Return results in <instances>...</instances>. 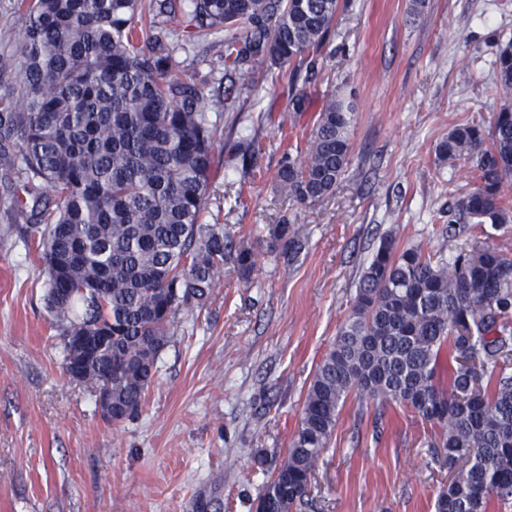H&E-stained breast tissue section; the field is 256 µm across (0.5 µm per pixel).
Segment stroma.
<instances>
[{"label":"stroma","instance_id":"1","mask_svg":"<svg viewBox=\"0 0 512 512\" xmlns=\"http://www.w3.org/2000/svg\"><path fill=\"white\" fill-rule=\"evenodd\" d=\"M189 0L156 17L181 69L223 98L219 37L188 38ZM512 38V0H341L314 69L259 72L251 111L218 138L205 223L252 249L242 280L225 266L201 312L179 315L140 414L106 424L94 394L64 369L44 302L39 253L21 226L24 191L0 171V512H255L266 471L298 428L316 367L347 317L380 240L453 256L473 242L512 255V224L457 239L433 218L475 186L435 154L457 124L504 102L493 61ZM303 95V111L290 100ZM352 101L346 175L305 207L277 178L284 152L305 149L324 105ZM261 150L243 164L240 138ZM297 218L303 246L270 250L264 227ZM439 429L405 407L376 414L350 397L316 462L302 512H434L450 472L433 461Z\"/></svg>","mask_w":512,"mask_h":512}]
</instances>
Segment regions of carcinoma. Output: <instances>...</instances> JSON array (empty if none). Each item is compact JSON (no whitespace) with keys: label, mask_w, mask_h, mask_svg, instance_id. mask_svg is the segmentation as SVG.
I'll return each instance as SVG.
<instances>
[{"label":"carcinoma","mask_w":512,"mask_h":512,"mask_svg":"<svg viewBox=\"0 0 512 512\" xmlns=\"http://www.w3.org/2000/svg\"><path fill=\"white\" fill-rule=\"evenodd\" d=\"M339 0H191L197 37L224 34L231 91L221 104L181 73L162 40L137 29L142 0H18L21 39L0 64V167L33 198L20 235L37 244L63 364L68 337L112 329V343L83 364L80 382L112 389L120 425L142 409L180 313L202 309L230 264L244 279L253 251L206 224L213 147L224 113L241 111L256 65L314 69ZM512 89V39L495 60ZM354 112L330 100L305 157L284 154L278 178L311 206L349 164ZM468 166L477 186L440 213L456 239L468 224L512 222L503 183L512 176V104L490 125L474 118L436 146ZM50 192L55 206L41 204ZM294 218L268 224L272 250L300 248ZM456 363L451 389L438 382L443 348ZM411 409L437 425L432 457L465 476L440 488L435 512L512 508V257L485 243L450 260L381 239L361 274L350 313L317 365L298 429L269 470L256 512H297L316 460L349 395Z\"/></svg>","instance_id":"cac0c4a2"}]
</instances>
